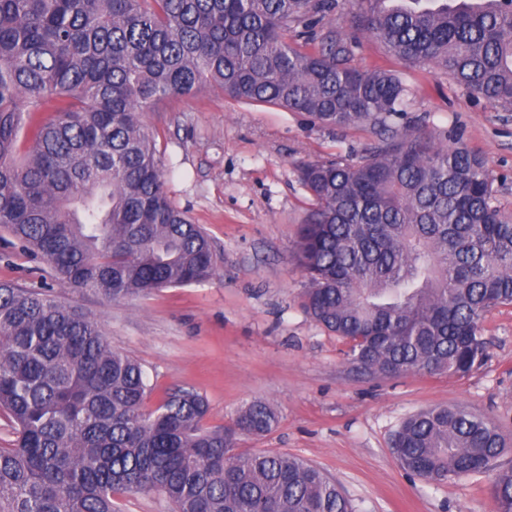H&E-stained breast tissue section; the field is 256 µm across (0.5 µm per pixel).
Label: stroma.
<instances>
[{
    "instance_id": "1",
    "label": "stroma",
    "mask_w": 512,
    "mask_h": 512,
    "mask_svg": "<svg viewBox=\"0 0 512 512\" xmlns=\"http://www.w3.org/2000/svg\"><path fill=\"white\" fill-rule=\"evenodd\" d=\"M359 69L401 74L413 103L403 123L429 133L457 131L485 162L496 203L512 217V112L474 96L447 74L412 67L383 43L361 37ZM155 137L173 203L200 224L216 254L207 282L112 300L59 284L21 243L0 239V282L52 290L94 313L114 350L138 360L151 393L191 389L204 396L206 426H222L253 401L268 403L276 427L244 437L243 451L285 453L319 467L357 512H495V470L430 482L407 474L391 442L410 415L462 406L512 439V305L480 320L487 357L467 374L370 375L356 371L350 345L303 307L306 281L294 254L312 208L298 179L302 162L358 161L376 142L370 127L332 130L302 112L253 105L216 89L158 103L142 116Z\"/></svg>"
}]
</instances>
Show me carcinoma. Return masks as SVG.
Returning a JSON list of instances; mask_svg holds the SVG:
<instances>
[{
  "label": "carcinoma",
  "mask_w": 512,
  "mask_h": 512,
  "mask_svg": "<svg viewBox=\"0 0 512 512\" xmlns=\"http://www.w3.org/2000/svg\"><path fill=\"white\" fill-rule=\"evenodd\" d=\"M336 0H0V228L59 282L114 300L216 274L209 236L168 197L142 122L157 103L204 89L372 126L361 160L306 162L315 202L295 259L303 307L351 342L364 373L466 374L487 356L479 320L512 305V218L483 159L400 126L410 88L349 65L356 41L328 31ZM356 31L413 65L445 71L512 112V0H358ZM52 104L54 115L33 116ZM141 365L100 322L44 289L0 283V512H119L158 492L173 512H355L302 458L236 451L276 424L263 401L204 427L206 400L166 393L152 411ZM512 446L460 406L408 417L393 451L440 482L485 472ZM512 512V468L495 477Z\"/></svg>",
  "instance_id": "obj_1"
}]
</instances>
